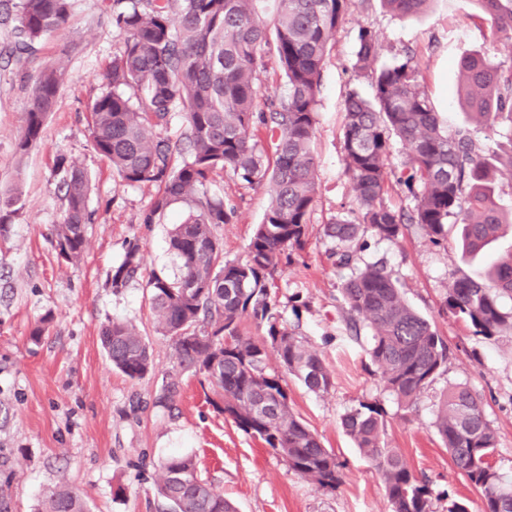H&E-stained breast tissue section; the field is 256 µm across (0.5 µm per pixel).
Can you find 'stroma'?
I'll list each match as a JSON object with an SVG mask.
<instances>
[{"mask_svg":"<svg viewBox=\"0 0 512 512\" xmlns=\"http://www.w3.org/2000/svg\"><path fill=\"white\" fill-rule=\"evenodd\" d=\"M112 0H73L67 24L44 38L26 64L10 56L11 24L0 23V188L20 184L21 200L10 229L0 237V489L12 497L13 512H34L47 492L65 485L89 512H158L160 463L172 453L197 461L199 475L232 501L238 512H390L374 464L360 455L341 418L361 401L384 413L385 440L416 474L428 477L433 512H445L442 493L481 512L482 496L454 468L432 425L449 385L479 394L497 431L492 464L512 479V334L491 339L443 308L453 277H484L490 264L512 254V232L483 252L463 255L460 229L448 227L447 247L430 243L416 224L398 240L367 236L362 261L385 260L407 302L447 341V367L422 393L414 412L385 392L371 363L369 329L352 337L341 309V277L326 257L331 242L323 232L331 219H353L354 192L345 172L343 101L349 88L369 94L366 78L351 63L359 27L380 37L382 60L411 47L421 84L447 129L471 124L458 96V63L477 53L497 65H512V40L492 36L489 21L476 17L467 0H432L420 14L401 17L373 6L337 32L321 75L313 149L317 195L305 251L277 279V308L299 325L333 377L328 393L309 391L287 375L276 355L267 369L281 375L293 411L343 464L335 490H322L289 470L258 439L241 431L213 403L197 376L180 372L169 338L155 333L144 281L112 292L108 277L128 239L139 238L147 270L173 272L168 230L186 215L174 206L160 223L146 224L156 187H128L93 148L88 116L104 91L103 74L123 45L112 24ZM63 60L65 79L41 139L28 154L16 150L27 103L40 70ZM79 165L92 180L82 259L63 263L52 236L63 216L59 157ZM210 190L233 199L237 217L216 227L224 256L246 255L253 229L269 203V189L249 186L228 174L215 175ZM51 316L40 341L32 329ZM133 322L149 342L154 369L130 380L115 369L100 342L109 320ZM181 373L182 391L169 406L155 400L165 377Z\"/></svg>","mask_w":512,"mask_h":512,"instance_id":"1","label":"stroma"}]
</instances>
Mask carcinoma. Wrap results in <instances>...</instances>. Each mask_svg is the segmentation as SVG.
<instances>
[{
    "mask_svg": "<svg viewBox=\"0 0 512 512\" xmlns=\"http://www.w3.org/2000/svg\"><path fill=\"white\" fill-rule=\"evenodd\" d=\"M261 0H112V19L124 35L121 51L103 75L107 91L91 105L89 129L95 151L129 187L158 188L144 223L160 222L175 204L184 219L169 231V250L178 273L152 272L146 282L155 332L171 339L181 371L201 375L220 397L222 411L248 435L282 457L289 470L319 488L333 490L340 464L318 436L297 416L281 378L266 370L273 351L289 374L310 391L326 393L332 375L298 329L276 311L271 296L277 276L307 244L316 200V162L311 151L323 65L333 47L330 37L372 0H275L273 23L258 10ZM394 15L420 12L429 0H379ZM512 38V0H468ZM13 18V53L23 56L46 34L69 19L71 0H17L3 3ZM275 52L288 93L259 102L258 80L264 59ZM376 33L362 27L352 70L369 80L371 94L350 90L344 101V160L357 207L355 221L338 218L324 225L333 242L328 258L350 275L341 288L350 329L371 330L370 357L384 389L404 410L417 407L422 392L448 362V344L432 324L404 299L399 282L382 261L356 265L357 246L366 233L395 241L408 224L423 227L435 244L448 241V225L459 224L465 254H475L498 236L504 213L495 196L499 180L512 181V152L491 164L487 146L465 125L442 126L421 86L413 52L404 48L380 63ZM468 112L493 126L512 117V67L495 66L478 53L458 63ZM63 63L39 72L29 98L17 149L38 143L54 110L64 79ZM186 120L184 157L171 161L170 145L157 131L171 114ZM274 144L272 157L257 148L261 138ZM406 149L397 168L388 167L394 140ZM65 203L52 235L59 256L73 264L85 251L87 173L57 160ZM230 172L251 185H266L271 199L256 225L243 260H227L214 228L236 217L224 196L208 185L218 172ZM403 189L411 210L384 202L388 185ZM17 196L0 190V236L9 229ZM145 269L144 246L128 241L121 263L108 282L115 293ZM512 254L494 264L484 280L455 278L446 308L477 335L512 333ZM264 329L256 340L243 334V319ZM102 346L112 365L132 380L153 369L150 345L138 328L112 320L101 329ZM181 393L180 375L163 382L159 402ZM460 475L483 499L482 512H512V482L494 469L490 457L497 434L480 397L465 384L448 387L433 422ZM345 432L378 470L391 512H433L431 489L404 458L387 447L380 409L360 402L342 417ZM160 512H236L211 483L198 475L189 454H171L161 463L157 485ZM37 512H88L72 490L53 491Z\"/></svg>",
    "mask_w": 512,
    "mask_h": 512,
    "instance_id": "carcinoma-1",
    "label": "carcinoma"
}]
</instances>
